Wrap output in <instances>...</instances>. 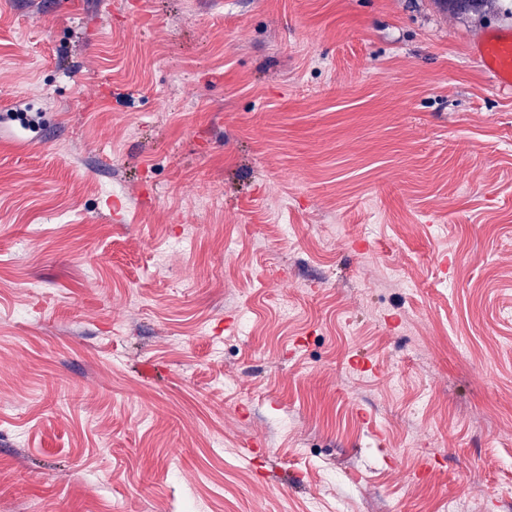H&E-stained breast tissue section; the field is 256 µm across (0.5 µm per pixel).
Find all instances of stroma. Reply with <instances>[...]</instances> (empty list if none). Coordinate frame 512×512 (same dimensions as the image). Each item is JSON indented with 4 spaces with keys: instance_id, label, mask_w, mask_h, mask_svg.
I'll return each mask as SVG.
<instances>
[{
    "instance_id": "stroma-1",
    "label": "stroma",
    "mask_w": 512,
    "mask_h": 512,
    "mask_svg": "<svg viewBox=\"0 0 512 512\" xmlns=\"http://www.w3.org/2000/svg\"><path fill=\"white\" fill-rule=\"evenodd\" d=\"M508 25L0 0V512H512ZM474 57L495 86L512 89V27L488 32Z\"/></svg>"
}]
</instances>
